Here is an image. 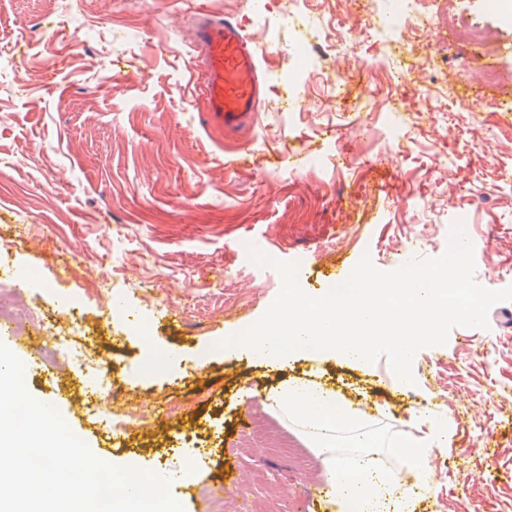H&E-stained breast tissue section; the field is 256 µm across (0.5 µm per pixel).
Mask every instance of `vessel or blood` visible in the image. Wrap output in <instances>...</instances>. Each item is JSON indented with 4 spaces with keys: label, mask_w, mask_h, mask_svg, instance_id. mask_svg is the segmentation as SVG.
<instances>
[{
    "label": "vessel or blood",
    "mask_w": 512,
    "mask_h": 512,
    "mask_svg": "<svg viewBox=\"0 0 512 512\" xmlns=\"http://www.w3.org/2000/svg\"><path fill=\"white\" fill-rule=\"evenodd\" d=\"M193 43L201 57L205 126L233 139L253 127L265 83L259 56L238 24L198 13Z\"/></svg>",
    "instance_id": "b4317fda"
}]
</instances>
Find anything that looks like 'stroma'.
<instances>
[{"instance_id": "35a3bbf8", "label": "stroma", "mask_w": 512, "mask_h": 512, "mask_svg": "<svg viewBox=\"0 0 512 512\" xmlns=\"http://www.w3.org/2000/svg\"><path fill=\"white\" fill-rule=\"evenodd\" d=\"M0 0V274H34L42 307L62 323L84 312L87 353L108 370L115 400L84 406L92 377L26 372L37 400L59 412L95 456L137 461L169 476L184 463L202 475L181 503L218 512L213 485L263 466L266 486L290 479L282 512H338L334 498L307 496L321 470L295 471L286 457L243 446L255 413L297 447L304 427L268 400L284 382L311 380L366 415L336 436V451L361 439L382 470L403 476L406 438L446 428L437 468L418 501L393 485L408 512H512V301L494 305L489 329L457 327L445 344L418 352L414 384L400 388L386 358H292L278 368L225 358L224 337L254 324L278 294V271L249 258L255 245L304 263L316 295L325 267L370 254L382 270L404 252L442 255L463 221L484 286H512V19L487 0H426V31L397 42L369 0H312L279 18L283 0ZM202 10L241 24L266 45V91L253 129L237 141L203 127L189 22ZM462 13L490 44L464 43L446 18ZM373 24L360 61L324 56L331 23ZM439 65L430 75L429 62ZM346 74L341 85L329 75ZM307 111H298L294 87ZM244 155L236 167L225 156ZM134 314L112 316L114 298ZM162 359L159 371L147 363ZM150 412L124 441L107 434L111 411ZM494 450L487 472L480 443Z\"/></svg>"}]
</instances>
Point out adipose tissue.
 <instances>
[{
  "label": "adipose tissue",
  "mask_w": 512,
  "mask_h": 512,
  "mask_svg": "<svg viewBox=\"0 0 512 512\" xmlns=\"http://www.w3.org/2000/svg\"><path fill=\"white\" fill-rule=\"evenodd\" d=\"M275 404L299 417L325 463L327 491L340 503V512H389L391 479L375 469L364 454L336 455V432L349 424L356 409L334 389L319 384L290 383L271 395Z\"/></svg>",
  "instance_id": "adipose-tissue-1"
}]
</instances>
